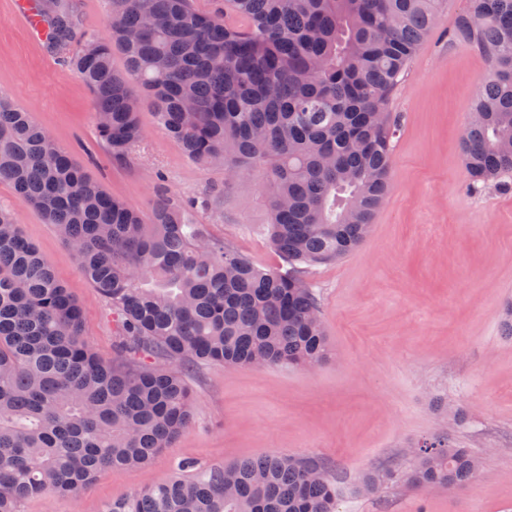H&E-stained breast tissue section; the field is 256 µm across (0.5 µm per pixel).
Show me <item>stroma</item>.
Masks as SVG:
<instances>
[{
    "mask_svg": "<svg viewBox=\"0 0 512 512\" xmlns=\"http://www.w3.org/2000/svg\"><path fill=\"white\" fill-rule=\"evenodd\" d=\"M67 14L77 36H104L110 0H43ZM469 0H441L434 29L390 106L401 115L392 186L364 244L314 267L331 355L312 368L202 363L187 376L193 421L143 469H110L76 494L33 497L21 512H105L112 502L179 474L183 463L216 464L278 453L318 460L340 483L338 512H512V193L473 191L461 161L472 100L489 72L473 45L454 39ZM26 110L111 195L143 211L158 189L209 199L195 223L263 269L280 266L265 230L261 173L225 183L219 165L187 158L141 105L146 139L118 163L102 146L88 89L46 42L30 37L15 0H0V97ZM164 183H157L156 173ZM11 208L78 300L83 333L115 359L107 302L91 288L55 225L0 183ZM434 435L479 462L473 488L398 484L362 491L375 467L407 468L412 446Z\"/></svg>",
    "mask_w": 512,
    "mask_h": 512,
    "instance_id": "obj_1",
    "label": "stroma"
}]
</instances>
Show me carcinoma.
<instances>
[{
	"mask_svg": "<svg viewBox=\"0 0 512 512\" xmlns=\"http://www.w3.org/2000/svg\"><path fill=\"white\" fill-rule=\"evenodd\" d=\"M439 0H112L106 37L51 19L50 41L90 91L101 141L126 161L145 136L142 90L193 162L265 178L281 265L256 267L160 191L145 213L110 195L30 118L0 100V182L58 227L107 301L118 360L93 353L78 303L0 206V512L72 494L106 469L146 467L193 419L197 363L312 367L330 356L309 270L359 248L391 187L394 89ZM488 59L463 131L470 188L512 192V0H471L453 32ZM124 70L112 66V52ZM400 474L472 487L478 461L436 435ZM316 460L264 454L152 485L106 512H336Z\"/></svg>",
	"mask_w": 512,
	"mask_h": 512,
	"instance_id": "1",
	"label": "carcinoma"
}]
</instances>
